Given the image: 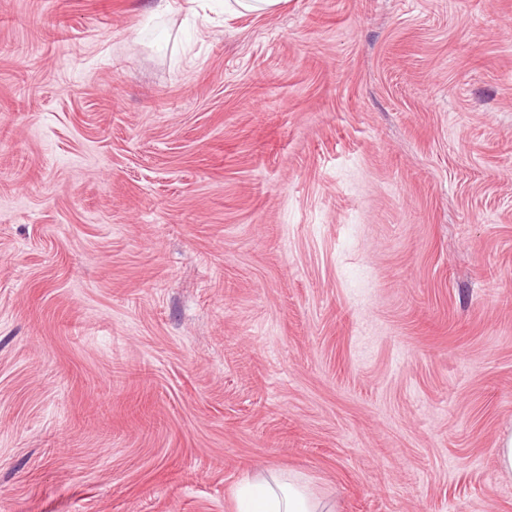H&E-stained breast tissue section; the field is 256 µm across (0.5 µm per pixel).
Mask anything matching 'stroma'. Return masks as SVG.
I'll use <instances>...</instances> for the list:
<instances>
[{"label":"stroma","instance_id":"35a3bbf8","mask_svg":"<svg viewBox=\"0 0 512 512\" xmlns=\"http://www.w3.org/2000/svg\"><path fill=\"white\" fill-rule=\"evenodd\" d=\"M0 0V512H512V0ZM287 4L288 0H225L224 11L232 17L271 15ZM245 501V505L242 503ZM237 512H325L309 484L301 478H283L275 472L260 475L239 492Z\"/></svg>","mask_w":512,"mask_h":512}]
</instances>
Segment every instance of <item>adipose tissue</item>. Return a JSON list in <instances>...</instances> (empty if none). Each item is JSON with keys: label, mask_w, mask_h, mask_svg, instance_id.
Returning <instances> with one entry per match:
<instances>
[{"label": "adipose tissue", "mask_w": 512, "mask_h": 512, "mask_svg": "<svg viewBox=\"0 0 512 512\" xmlns=\"http://www.w3.org/2000/svg\"><path fill=\"white\" fill-rule=\"evenodd\" d=\"M238 499L237 512H325L306 481L274 472L253 478Z\"/></svg>", "instance_id": "adipose-tissue-1"}]
</instances>
